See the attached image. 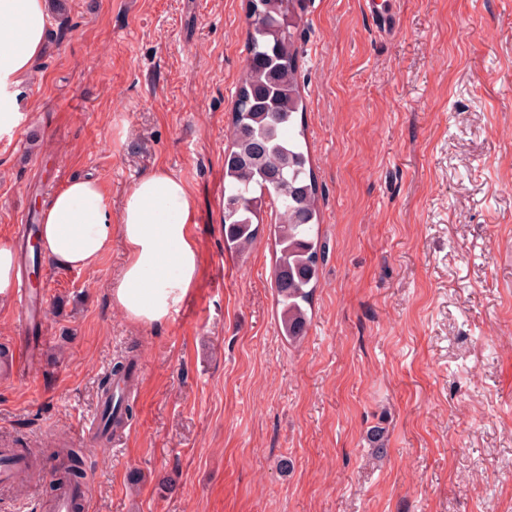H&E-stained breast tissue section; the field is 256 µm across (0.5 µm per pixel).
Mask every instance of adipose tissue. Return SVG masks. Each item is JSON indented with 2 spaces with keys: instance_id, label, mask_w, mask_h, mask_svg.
I'll return each instance as SVG.
<instances>
[{
  "instance_id": "adipose-tissue-1",
  "label": "adipose tissue",
  "mask_w": 512,
  "mask_h": 512,
  "mask_svg": "<svg viewBox=\"0 0 512 512\" xmlns=\"http://www.w3.org/2000/svg\"><path fill=\"white\" fill-rule=\"evenodd\" d=\"M48 18L47 0H0V139L24 118L15 109L16 89L42 55ZM192 209L185 183L162 168L132 184L117 214L99 180L74 179L42 208L43 251L57 266L91 270L120 234L127 261L109 285L110 300L131 321L159 326L199 276Z\"/></svg>"
}]
</instances>
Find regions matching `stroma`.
Segmentation results:
<instances>
[{
	"instance_id": "1",
	"label": "stroma",
	"mask_w": 512,
	"mask_h": 512,
	"mask_svg": "<svg viewBox=\"0 0 512 512\" xmlns=\"http://www.w3.org/2000/svg\"><path fill=\"white\" fill-rule=\"evenodd\" d=\"M366 3L298 0L296 127L323 217L298 347L277 329L267 226L224 246L246 0L52 13L26 120L0 140V237L73 177L117 212L162 166L194 198L199 277L146 327L109 299L120 236L95 269L43 263L41 343L0 383V442L44 449L46 469L26 498L0 487V512H43L51 448L130 347L135 415L85 460L90 512H512V0H398L388 35Z\"/></svg>"
}]
</instances>
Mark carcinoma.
Instances as JSON below:
<instances>
[{
    "label": "carcinoma",
    "mask_w": 512,
    "mask_h": 512,
    "mask_svg": "<svg viewBox=\"0 0 512 512\" xmlns=\"http://www.w3.org/2000/svg\"><path fill=\"white\" fill-rule=\"evenodd\" d=\"M294 2L247 0L246 44L255 63L241 79L232 113L231 146L224 151V191L228 199L242 203L224 206V235L229 248L245 250L256 236L254 219L263 200L269 199L280 246L274 270L279 326L290 342L299 344L307 334V305L318 282L315 227L320 215L316 185L306 169L308 157L292 133L295 115L303 107L294 25H284L294 16ZM134 363L133 355L116 361L101 393L110 390L112 380L129 374ZM51 455L61 459L51 491L85 481L81 449L57 447Z\"/></svg>",
    "instance_id": "1"
}]
</instances>
